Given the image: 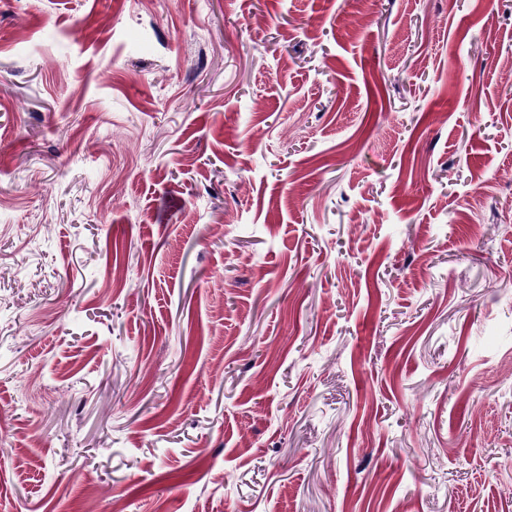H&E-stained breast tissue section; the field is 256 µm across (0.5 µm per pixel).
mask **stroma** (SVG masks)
I'll use <instances>...</instances> for the list:
<instances>
[{
	"instance_id": "35a3bbf8",
	"label": "stroma",
	"mask_w": 512,
	"mask_h": 512,
	"mask_svg": "<svg viewBox=\"0 0 512 512\" xmlns=\"http://www.w3.org/2000/svg\"><path fill=\"white\" fill-rule=\"evenodd\" d=\"M512 0H0V512H512Z\"/></svg>"
}]
</instances>
